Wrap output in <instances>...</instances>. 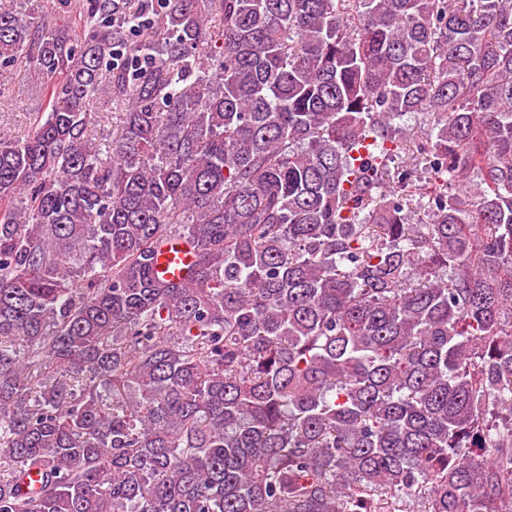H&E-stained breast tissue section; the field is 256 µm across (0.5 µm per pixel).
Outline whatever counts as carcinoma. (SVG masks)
I'll use <instances>...</instances> for the list:
<instances>
[{
	"label": "carcinoma",
	"instance_id": "carcinoma-1",
	"mask_svg": "<svg viewBox=\"0 0 512 512\" xmlns=\"http://www.w3.org/2000/svg\"><path fill=\"white\" fill-rule=\"evenodd\" d=\"M57 2L82 37L0 10L49 81L0 136V512H512V0ZM93 112L99 113L96 114L98 116L96 117V122H94L89 128V135L92 139V142L97 145L100 142H103L102 140L106 135L112 136V129H115L116 132L117 128L115 125L119 124V114L114 113L112 115V112L119 111L112 108L111 102L108 101L106 97H101L99 100H97Z\"/></svg>",
	"mask_w": 512,
	"mask_h": 512
}]
</instances>
